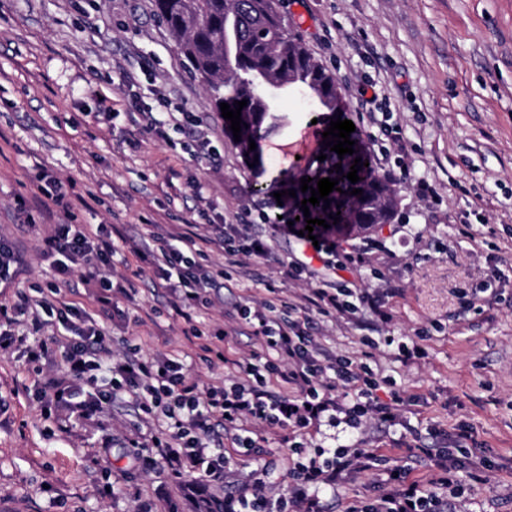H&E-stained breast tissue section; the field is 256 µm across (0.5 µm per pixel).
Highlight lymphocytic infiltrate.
Returning a JSON list of instances; mask_svg holds the SVG:
<instances>
[{"mask_svg": "<svg viewBox=\"0 0 512 512\" xmlns=\"http://www.w3.org/2000/svg\"><path fill=\"white\" fill-rule=\"evenodd\" d=\"M214 231L228 264H235L241 255L261 258L268 253L261 236L245 233L239 225L218 224ZM195 251L191 236H178L176 243L160 246L154 268L162 287L179 283L189 304L203 307L210 303L217 277L192 261ZM116 252L107 225L57 224L46 240L44 254L54 258L59 275H68L73 266L81 265L88 277L94 278ZM57 293L51 282L38 305H31L22 291L16 292L13 303L0 304V322L9 324L28 315L34 325L58 322L71 334L64 350V378L45 382L52 397L45 401L44 410L66 404L68 397L84 386L90 389L88 398L75 406L82 417L103 410L118 392L129 393L146 418L165 425V432L152 436L151 441L173 476L201 471L213 481H231L232 490L224 496V512H325L319 497L323 487L334 488L365 473L372 475L379 496L349 500L345 512H449L451 502L465 494L457 476L459 461L448 448H424L430 469L426 477L418 478L411 466H387L381 450L363 447L358 441L342 443L340 426L357 428L367 418L396 424L405 401L392 390L391 379L369 364L348 359L331 363L322 358L298 323L289 320L288 306L279 293H272L257 307L236 308L262 346L250 360L229 357L223 346L215 343L204 345L205 362L223 364L228 380L227 385L207 388L189 378L183 363L176 359L146 360L132 353L107 365L102 334L81 322L79 311L58 299ZM347 295L341 288H316L310 302L320 311L331 309L346 316L363 308L379 313L374 296L362 295L354 304ZM266 349L275 350L277 359H264ZM340 386L351 390L350 402L337 396ZM385 387L391 394L383 401L378 392ZM261 424L304 437L291 448L287 496L273 498L267 493L266 479L277 467L273 460L262 461L252 479L231 478L232 449L246 455L259 452L254 435ZM325 429L330 432L329 444L314 443V436Z\"/></svg>", "mask_w": 512, "mask_h": 512, "instance_id": "1", "label": "lymphocytic infiltrate"}]
</instances>
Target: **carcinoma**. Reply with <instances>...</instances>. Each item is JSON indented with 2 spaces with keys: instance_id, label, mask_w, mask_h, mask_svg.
<instances>
[{
  "instance_id": "obj_1",
  "label": "carcinoma",
  "mask_w": 512,
  "mask_h": 512,
  "mask_svg": "<svg viewBox=\"0 0 512 512\" xmlns=\"http://www.w3.org/2000/svg\"><path fill=\"white\" fill-rule=\"evenodd\" d=\"M154 6L177 38L180 55L205 81L215 108L222 102L232 106L247 100L241 110L242 144L263 137V122L277 91L304 95L317 111L347 118L336 77L305 48L299 36L288 31L278 0H154ZM350 139L355 141L353 154L341 159L327 147V158L318 172L311 175L303 168L292 177L288 188L296 191V197L288 195L283 200L288 202L291 217H300L299 223H305L301 201L311 197L300 189L301 178L307 176L313 187L318 180L331 178L339 180L341 188L329 194L330 207L323 201L308 205L310 218L326 220L339 233L352 232L354 225L391 222L398 205L391 183L371 166L361 167L360 181L355 184L346 178L355 158L369 161V151L358 132L351 133ZM337 163L342 165L340 172L334 171ZM354 189L363 193L350 194ZM336 213L337 224L329 218Z\"/></svg>"
}]
</instances>
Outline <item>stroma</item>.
<instances>
[{"instance_id": "stroma-1", "label": "stroma", "mask_w": 512, "mask_h": 512, "mask_svg": "<svg viewBox=\"0 0 512 512\" xmlns=\"http://www.w3.org/2000/svg\"><path fill=\"white\" fill-rule=\"evenodd\" d=\"M281 9L335 75L361 138L376 137V172L399 189L391 223L336 238L345 284L381 296L385 321L368 330L309 306L310 279L283 266L301 257L300 246L271 232L280 210L269 206L268 189L295 160L314 161L324 149L308 136L311 101L272 100L256 156L244 154L153 0H0V237L20 256L0 303L18 290L41 300V288L56 282L60 298L95 321L113 360L130 348L145 359L165 354L200 384L220 385L223 366L196 357L190 328L226 333V352L249 357L258 343L235 307L280 288L329 357L368 360L408 399L399 423L369 421L355 438L396 466L414 448L456 447L465 425L492 468L475 481L462 464L466 493L456 512H512V0H281ZM370 83L388 110L382 130L362 121L360 89ZM135 102L152 107L162 126L167 107L193 113L216 160L180 149L177 131L163 140L145 129ZM45 175L62 181L68 208L43 205ZM422 181L436 198L419 193ZM221 222L265 235L268 256L225 267L223 249L208 242ZM56 224L111 227L118 254L106 275L131 278L134 297L104 307L79 273L57 279L42 253ZM175 230L201 242L202 264L229 271L211 305L187 319L173 309L180 289L154 288L153 265L137 255L157 251ZM374 238L387 249L349 257L348 247ZM10 332L16 342L0 352V395L9 402L0 412V512H196L195 483L223 498V485L146 464L150 427L123 399L87 419L64 408L44 417L38 374H62L57 342L67 332L23 318ZM388 336L421 338L425 358L402 362ZM40 343L49 358L29 363L26 348Z\"/></svg>"}]
</instances>
